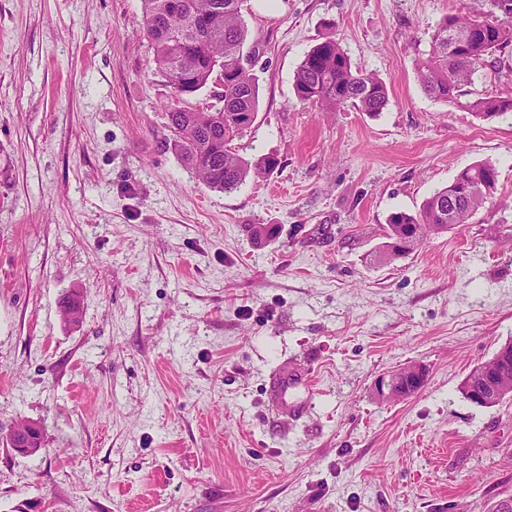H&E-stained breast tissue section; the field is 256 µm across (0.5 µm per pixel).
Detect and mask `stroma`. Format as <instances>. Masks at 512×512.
<instances>
[{
	"label": "stroma",
	"instance_id": "stroma-1",
	"mask_svg": "<svg viewBox=\"0 0 512 512\" xmlns=\"http://www.w3.org/2000/svg\"><path fill=\"white\" fill-rule=\"evenodd\" d=\"M461 2L243 0L259 100L231 148L279 165L224 192L166 142L142 0H0V512H489L512 495V398L459 391L512 342V116L417 79ZM330 34L386 85L379 115L297 105ZM469 90L512 97V48ZM478 162L498 182L470 223L374 262L391 213ZM410 361L422 390L377 400ZM303 367L318 393L297 421L300 391L278 399L270 375ZM21 419L43 429L27 457L5 439Z\"/></svg>",
	"mask_w": 512,
	"mask_h": 512
}]
</instances>
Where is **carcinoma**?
<instances>
[{
  "label": "carcinoma",
  "mask_w": 512,
  "mask_h": 512,
  "mask_svg": "<svg viewBox=\"0 0 512 512\" xmlns=\"http://www.w3.org/2000/svg\"><path fill=\"white\" fill-rule=\"evenodd\" d=\"M240 0H142L143 21L158 71L173 89L169 106V146L182 163L210 188L224 192L236 189L251 174L278 166V159L261 155L249 162L228 149L229 141L254 123L258 103V80L252 73V58L243 54L249 31L242 18ZM485 11L463 8L444 16L431 36V49L417 69L423 90L431 97L458 105L472 114L492 118L512 114V98L469 97L466 84L488 63V58L512 47V0H487ZM469 33L468 50L451 49V32ZM224 73V84L215 110L185 109L184 97L214 83ZM294 91L302 104L334 112L349 103L361 112L377 114L388 102L387 88L373 74L356 68L335 37L315 44L294 76ZM474 184L483 186L477 195H448L437 190L416 214H390L384 228L383 248L395 246L404 226L418 232L416 241L404 247L407 254L424 239L467 224L470 216L493 193L498 180L496 167L488 162L467 167Z\"/></svg>",
  "instance_id": "obj_1"
}]
</instances>
